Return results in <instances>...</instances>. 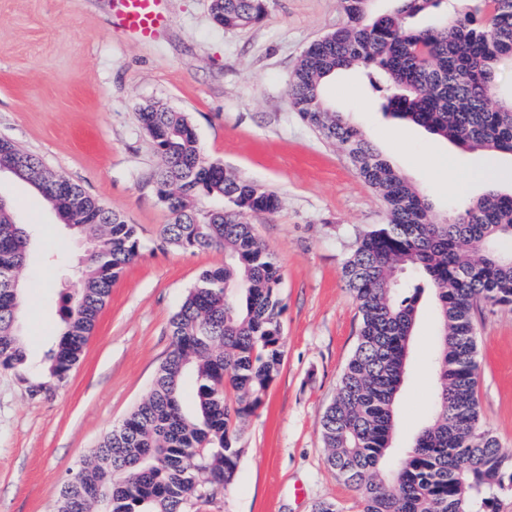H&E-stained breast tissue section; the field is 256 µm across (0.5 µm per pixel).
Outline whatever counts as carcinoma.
<instances>
[{"instance_id":"obj_1","label":"carcinoma","mask_w":512,"mask_h":512,"mask_svg":"<svg viewBox=\"0 0 512 512\" xmlns=\"http://www.w3.org/2000/svg\"><path fill=\"white\" fill-rule=\"evenodd\" d=\"M372 2L343 0L346 24L309 45L289 93L300 118L342 148L387 207L386 222L358 236L342 267L360 323L321 419L325 464L358 494L361 512H496V492L512 490V456L481 420L475 312L482 303L512 306V258L498 248L512 239V192L487 174L482 195L435 217L393 161L327 105L324 85L340 72H363L398 121L466 151L512 155V102L498 98L496 85L498 64L512 58V0H396L392 12L375 18ZM263 10V0H220L213 19L239 28ZM422 13L438 23L413 26ZM137 118L161 159L155 191L170 215L161 246L222 249L224 266L200 273L170 320L171 350L149 392L63 481L57 512H191L228 490L244 421L283 364L281 274L248 221L275 213L279 197L207 160L185 113L146 105ZM0 169L32 186L92 245L76 276L80 288L68 295L63 331L35 380L13 306L23 286L4 276L26 266L32 231L8 201L0 205V365L15 371L32 398H46L79 362L113 283L143 244L135 225L6 138ZM202 199L223 206L205 209ZM406 267L421 278L401 284ZM427 290L440 324L434 413L403 458L387 466L394 401ZM189 376L196 389L187 406Z\"/></svg>"}]
</instances>
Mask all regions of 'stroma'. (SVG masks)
Masks as SVG:
<instances>
[{"instance_id":"35a3bbf8","label":"stroma","mask_w":512,"mask_h":512,"mask_svg":"<svg viewBox=\"0 0 512 512\" xmlns=\"http://www.w3.org/2000/svg\"><path fill=\"white\" fill-rule=\"evenodd\" d=\"M210 0H165L168 25L142 42L114 30L107 0H0V137L38 156L137 225L144 249L116 281L67 383L29 397L0 366V512H56L61 483L146 395L170 350L169 320L220 249H159L167 210L153 175L160 160L136 109L186 113L209 160L274 191L279 209L251 219L282 276L284 361L240 438L232 487L199 512H314L333 502L360 512L358 497L325 465L321 418L357 341L359 312L342 278L359 233L385 223L384 200L344 151L289 103L306 48L344 25L342 0H265L243 29L214 25ZM325 96L446 215L480 196L481 176L512 189V156L465 152L382 110L357 72L333 77ZM434 165H425V158ZM0 197L33 229L22 277L21 332L33 371L62 330L67 271L86 242L26 183L0 173ZM437 312L419 318L394 405L389 459L403 457L434 409ZM478 400L484 425L512 454V307L475 315Z\"/></svg>"}]
</instances>
